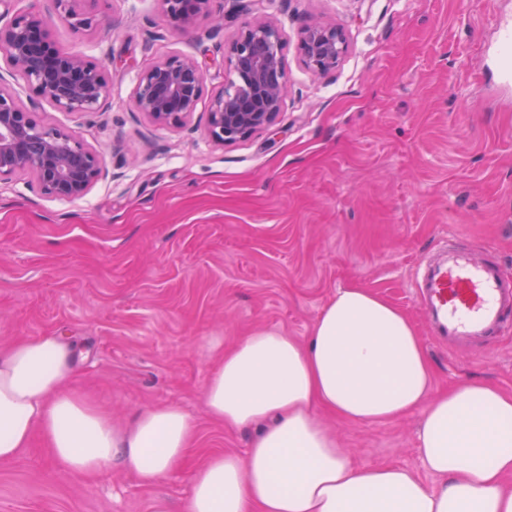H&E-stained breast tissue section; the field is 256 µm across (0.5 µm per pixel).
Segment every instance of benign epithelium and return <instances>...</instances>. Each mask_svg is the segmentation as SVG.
<instances>
[{"label": "benign epithelium", "instance_id": "obj_1", "mask_svg": "<svg viewBox=\"0 0 512 512\" xmlns=\"http://www.w3.org/2000/svg\"><path fill=\"white\" fill-rule=\"evenodd\" d=\"M75 0H50L61 21L81 28L93 19L79 17ZM166 18L184 32L214 12L215 0H161ZM279 27L268 20L245 24L227 51L233 79L211 100L209 133L218 144L236 142L276 124L288 92V71ZM299 51L316 77L335 71L349 51L344 29L316 21L302 30ZM0 59L9 72L62 112L85 114L101 109L108 95L102 70L84 59L54 49L43 12L32 11L0 25ZM204 73L187 56L157 62L138 77L133 98L137 111L158 127L180 126L196 111ZM29 172L41 193L58 200L84 197L102 177L99 153L71 132L40 124L0 87V179Z\"/></svg>", "mask_w": 512, "mask_h": 512}]
</instances>
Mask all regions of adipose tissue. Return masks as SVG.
Here are the masks:
<instances>
[{"label": "adipose tissue", "instance_id": "adipose-tissue-1", "mask_svg": "<svg viewBox=\"0 0 512 512\" xmlns=\"http://www.w3.org/2000/svg\"><path fill=\"white\" fill-rule=\"evenodd\" d=\"M78 350L56 334L0 349V461L41 434L57 468L82 479L119 463L162 484L187 460L180 407L127 422L75 385ZM417 329L388 300L339 289L305 340L261 330L226 351L203 391L208 414L254 429L245 455L216 451L189 473L182 512H512V394L486 382L432 389ZM373 425L420 413L418 452L435 483L399 465L354 464L321 417Z\"/></svg>", "mask_w": 512, "mask_h": 512}]
</instances>
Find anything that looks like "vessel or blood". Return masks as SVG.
Instances as JSON below:
<instances>
[{
  "label": "vessel or blood",
  "mask_w": 512,
  "mask_h": 512,
  "mask_svg": "<svg viewBox=\"0 0 512 512\" xmlns=\"http://www.w3.org/2000/svg\"><path fill=\"white\" fill-rule=\"evenodd\" d=\"M436 333L456 342L498 335L512 304V276L493 261L453 250L429 265L419 286Z\"/></svg>",
  "instance_id": "b4317fda"
}]
</instances>
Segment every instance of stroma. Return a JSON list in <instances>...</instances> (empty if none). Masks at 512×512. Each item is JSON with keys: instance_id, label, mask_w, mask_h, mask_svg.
<instances>
[{"instance_id": "stroma-1", "label": "stroma", "mask_w": 512, "mask_h": 512, "mask_svg": "<svg viewBox=\"0 0 512 512\" xmlns=\"http://www.w3.org/2000/svg\"><path fill=\"white\" fill-rule=\"evenodd\" d=\"M224 25L190 33L160 0H80L91 28H50L54 47L98 65L108 97L74 115L21 79L0 87L40 123L103 155L107 175L83 198L44 196L35 177L0 181V348L60 333L81 353L79 385L118 420L176 405L195 425L193 462L245 454L246 429L212 420L201 394L219 350L259 329L305 339L336 291L361 286L415 323L441 392L479 379L512 393V311L494 343L434 337L414 281L449 245L512 274V84L493 63L496 20L512 0H223ZM284 40L288 93L277 123L215 144L212 97L230 77L227 49L254 19ZM341 25L350 50L317 78L301 30ZM173 55L204 71L193 116L157 127L132 101L140 72ZM326 423L355 464H397L426 482L419 413ZM40 437L0 463V512H181L184 470L142 486L111 465L75 479Z\"/></svg>"}]
</instances>
